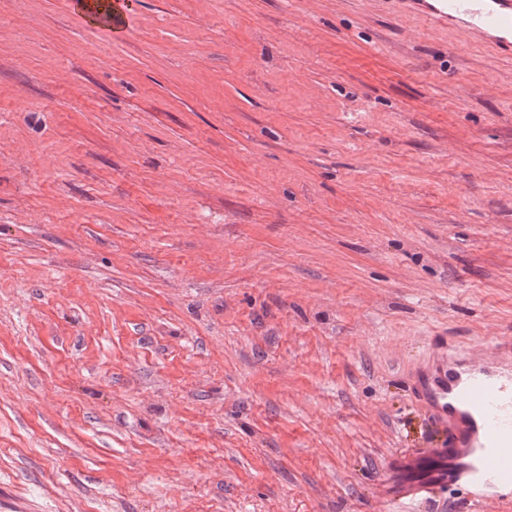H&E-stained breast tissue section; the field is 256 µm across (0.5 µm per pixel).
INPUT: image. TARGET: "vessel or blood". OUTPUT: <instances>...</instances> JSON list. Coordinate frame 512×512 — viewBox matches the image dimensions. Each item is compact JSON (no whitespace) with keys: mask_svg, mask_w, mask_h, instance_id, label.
<instances>
[{"mask_svg":"<svg viewBox=\"0 0 512 512\" xmlns=\"http://www.w3.org/2000/svg\"><path fill=\"white\" fill-rule=\"evenodd\" d=\"M424 15L512 50V0H438ZM412 392L447 437L441 446L391 457L387 512H415L419 500L446 489L475 503L512 502V345L488 353L436 337L431 367L414 376Z\"/></svg>","mask_w":512,"mask_h":512,"instance_id":"vessel-or-blood-1","label":"vessel or blood"}]
</instances>
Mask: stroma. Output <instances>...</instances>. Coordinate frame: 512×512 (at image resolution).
I'll use <instances>...</instances> for the list:
<instances>
[{
	"mask_svg": "<svg viewBox=\"0 0 512 512\" xmlns=\"http://www.w3.org/2000/svg\"><path fill=\"white\" fill-rule=\"evenodd\" d=\"M0 0V487L385 512L410 381L512 341V55L395 0Z\"/></svg>",
	"mask_w": 512,
	"mask_h": 512,
	"instance_id": "obj_1",
	"label": "stroma"
}]
</instances>
